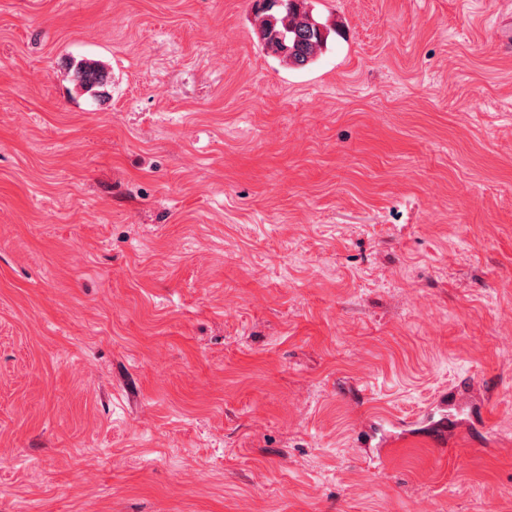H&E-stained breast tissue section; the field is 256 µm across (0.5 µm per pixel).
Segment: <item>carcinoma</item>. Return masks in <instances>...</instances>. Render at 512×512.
Returning <instances> with one entry per match:
<instances>
[{
    "label": "carcinoma",
    "instance_id": "carcinoma-1",
    "mask_svg": "<svg viewBox=\"0 0 512 512\" xmlns=\"http://www.w3.org/2000/svg\"><path fill=\"white\" fill-rule=\"evenodd\" d=\"M277 0H256V37L263 50L288 66L304 67L316 61L326 45V24L302 7L306 0L276 5ZM77 77L87 88L102 84L105 73L95 61L77 65Z\"/></svg>",
    "mask_w": 512,
    "mask_h": 512
}]
</instances>
